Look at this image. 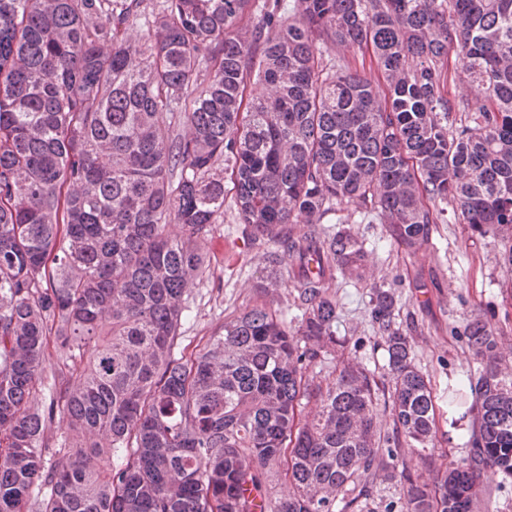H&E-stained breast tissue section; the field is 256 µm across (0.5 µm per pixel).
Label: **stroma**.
Instances as JSON below:
<instances>
[{
  "label": "stroma",
  "mask_w": 512,
  "mask_h": 512,
  "mask_svg": "<svg viewBox=\"0 0 512 512\" xmlns=\"http://www.w3.org/2000/svg\"><path fill=\"white\" fill-rule=\"evenodd\" d=\"M322 227L329 234L350 230L369 253L360 278L331 280L329 291L337 302L336 333L348 339L344 355L375 370L381 380L387 377L386 353L371 323V290L391 287L399 295L400 327L412 339L417 365L430 376L439 407L430 460L421 461L409 448L399 454L422 482L436 483L450 462L466 454L470 421L450 424L448 387L478 366L462 335L467 319L478 316L501 329L500 351L512 359V295L506 292L512 272L502 260L503 244L490 233L472 234L465 224H435L428 242L408 252L393 244L386 225L364 220L353 205L327 214ZM207 251L209 266L185 297L189 317L178 351L191 352L225 317L253 305L255 285L263 278L274 283L267 302L287 321L299 317L287 255L273 244L252 241L232 200L224 202V218L213 225Z\"/></svg>",
  "instance_id": "obj_1"
}]
</instances>
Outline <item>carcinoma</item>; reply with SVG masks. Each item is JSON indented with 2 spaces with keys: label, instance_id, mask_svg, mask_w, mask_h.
<instances>
[{
  "label": "carcinoma",
  "instance_id": "obj_1",
  "mask_svg": "<svg viewBox=\"0 0 512 512\" xmlns=\"http://www.w3.org/2000/svg\"><path fill=\"white\" fill-rule=\"evenodd\" d=\"M227 179L251 237L292 258L301 319L261 281L179 356ZM349 204L406 251L451 212L512 265V0H0V512H371L384 483V512H472L482 471L512 478V372L479 318L485 368L448 389L450 412L475 395L469 448L434 488L397 453L429 449L436 405L394 290L371 297L391 386L345 361L306 378L347 342L326 281L367 250L318 224ZM337 57H341L349 67L357 69L368 79L372 80L376 84L379 80V73L375 64L371 63L368 54H364L356 48H346L342 46H336L333 49Z\"/></svg>",
  "mask_w": 512,
  "mask_h": 512
}]
</instances>
